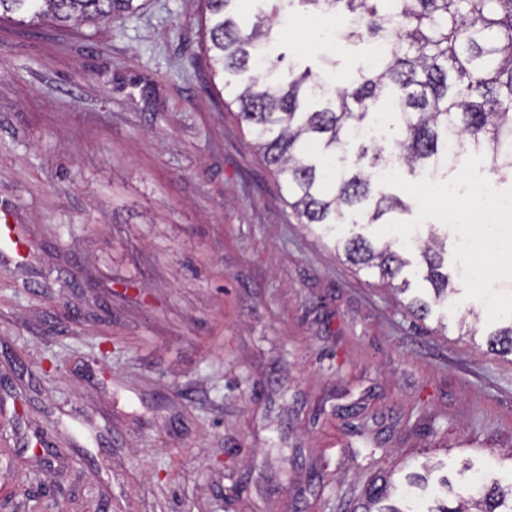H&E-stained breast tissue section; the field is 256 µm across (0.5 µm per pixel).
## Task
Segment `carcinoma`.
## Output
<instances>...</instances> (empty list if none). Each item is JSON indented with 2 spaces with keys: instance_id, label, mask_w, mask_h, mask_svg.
Masks as SVG:
<instances>
[{
  "instance_id": "obj_1",
  "label": "carcinoma",
  "mask_w": 512,
  "mask_h": 512,
  "mask_svg": "<svg viewBox=\"0 0 512 512\" xmlns=\"http://www.w3.org/2000/svg\"><path fill=\"white\" fill-rule=\"evenodd\" d=\"M317 13L351 16L348 37L381 40L384 56L368 74L345 87L327 84L307 67L282 85L275 73L284 55H274L272 28L294 2ZM240 0H205L206 37L214 74L233 87L232 103L266 164L282 178L301 223L329 237L351 215L352 223L380 224L386 212L403 203L384 191L377 171L388 163L413 173L439 157V142L457 136L479 150L488 145L492 171L512 176V162L498 163L512 140V0H257L253 19L235 16ZM138 0H0V19L26 14L29 22L97 25L129 17ZM386 102L399 115L396 150L384 155L376 140L361 144L356 161L349 140L374 126ZM389 240L376 246L356 233L335 242L358 270L392 283L408 265ZM443 242L430 233L422 251L425 280L433 298L411 299L408 312L425 319L431 304L448 302V274L441 272ZM491 350L512 355V317L492 332ZM396 490L391 478L368 490L364 512H412L379 506ZM423 512H512V482H482L476 493L450 507L436 498Z\"/></svg>"
}]
</instances>
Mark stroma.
<instances>
[{"label": "stroma", "mask_w": 512, "mask_h": 512, "mask_svg": "<svg viewBox=\"0 0 512 512\" xmlns=\"http://www.w3.org/2000/svg\"><path fill=\"white\" fill-rule=\"evenodd\" d=\"M0 23V512H357L380 473L512 477V359L300 224L201 48V0ZM274 29L341 87L373 53Z\"/></svg>", "instance_id": "1"}]
</instances>
